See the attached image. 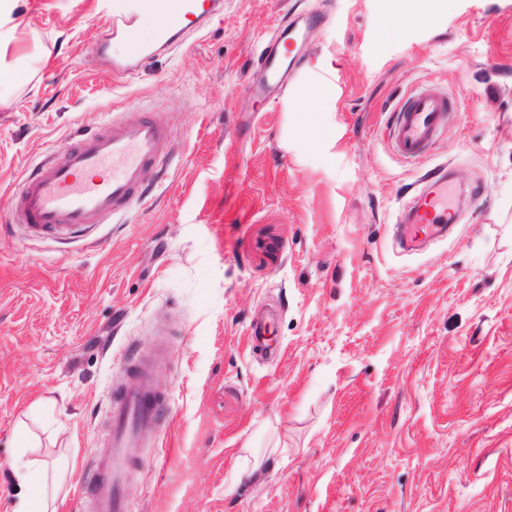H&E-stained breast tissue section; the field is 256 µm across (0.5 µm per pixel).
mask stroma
<instances>
[{"instance_id":"1","label":"stroma","mask_w":512,"mask_h":512,"mask_svg":"<svg viewBox=\"0 0 512 512\" xmlns=\"http://www.w3.org/2000/svg\"><path fill=\"white\" fill-rule=\"evenodd\" d=\"M112 2L0 9V195L73 135L145 112L170 130L125 217L0 237V512L21 423L29 457L74 463L56 512H84L112 385L160 342L169 419L135 451L133 512H512V0H224L128 81L91 50ZM311 12L284 95L255 102L260 34ZM420 89L454 109L409 162L387 129ZM442 164L460 222L403 251L394 224Z\"/></svg>"}]
</instances>
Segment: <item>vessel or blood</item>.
I'll list each match as a JSON object with an SVG mask.
<instances>
[{
  "instance_id": "obj_1",
  "label": "vessel or blood",
  "mask_w": 512,
  "mask_h": 512,
  "mask_svg": "<svg viewBox=\"0 0 512 512\" xmlns=\"http://www.w3.org/2000/svg\"><path fill=\"white\" fill-rule=\"evenodd\" d=\"M175 4L159 24L164 50L179 48L186 33L200 31L223 14V0H175ZM133 23L131 14L112 13L93 46L119 78L134 76L142 67L141 60L113 58L108 52L110 40L126 34ZM300 36L288 21L273 31L260 52L261 71L249 86L252 97L266 101L286 89L295 74L288 49ZM451 107L443 95L427 90L409 93L395 110L389 135L393 151L408 161L425 158ZM169 134L162 119L148 114L103 132L78 135L62 153H49L28 170L20 190L0 199V211L7 215L0 222V234L12 235L15 225L22 224L34 237L65 244L123 213L154 169L164 164ZM420 183L418 197L407 206L401 233L413 236L432 224L442 228L457 223V202L445 167L427 171ZM168 355L163 343L152 356L130 357L123 381L113 388L111 449L82 479L86 512H131L127 494L131 451L160 434L168 397L156 388L153 371Z\"/></svg>"
}]
</instances>
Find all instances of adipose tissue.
Wrapping results in <instances>:
<instances>
[{"instance_id":"1","label":"adipose tissue","mask_w":512,"mask_h":512,"mask_svg":"<svg viewBox=\"0 0 512 512\" xmlns=\"http://www.w3.org/2000/svg\"><path fill=\"white\" fill-rule=\"evenodd\" d=\"M68 473L64 465L50 469L36 459L21 462L14 469L19 488L15 512H54L56 495Z\"/></svg>"}]
</instances>
